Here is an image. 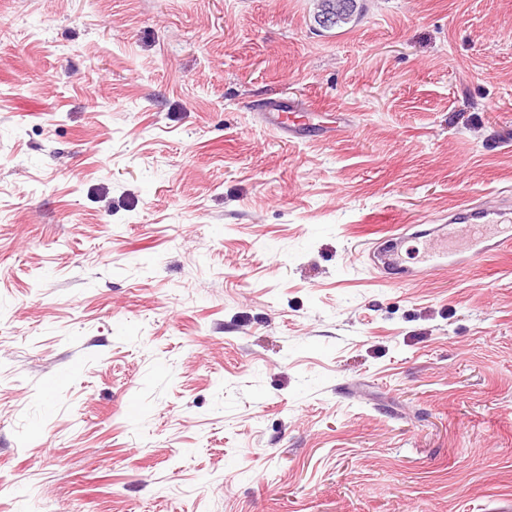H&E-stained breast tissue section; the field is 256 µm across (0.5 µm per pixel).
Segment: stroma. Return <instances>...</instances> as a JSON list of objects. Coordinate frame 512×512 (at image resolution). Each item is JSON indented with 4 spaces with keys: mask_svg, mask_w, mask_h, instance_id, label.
<instances>
[{
    "mask_svg": "<svg viewBox=\"0 0 512 512\" xmlns=\"http://www.w3.org/2000/svg\"><path fill=\"white\" fill-rule=\"evenodd\" d=\"M0 0V512H512V0ZM295 100L343 137L263 123ZM359 2V0H320L315 22L324 29L341 28L353 23L361 13ZM510 207L505 208L490 202L464 205L448 213V225H455L460 231L468 228L474 236L479 228H491L494 224L509 220ZM415 227H417V225H401L398 228L399 230L403 229L401 233L388 236L383 241L380 240L379 242H373L375 244V247L373 248L372 251V257L374 266L377 269L382 268L384 271L388 270L390 271L389 274L398 275V278H403L407 276L406 274L408 272L405 271V268L402 265L400 248L410 241H414L418 244V247L416 248L417 254H419L421 246L423 258L427 262V265L424 269L426 274L438 272L443 268L444 263L438 261L437 259L438 257H440L441 254H447L448 241L440 240V244H438V242H433V240L431 239L420 240L424 237L435 236L432 235V233H430L429 231H413L412 233L407 234L409 230L414 229ZM388 242H395V246L391 247V249L388 250L381 249V247ZM378 258H381L383 260L382 267H380L379 264L377 263Z\"/></svg>",
    "mask_w": 512,
    "mask_h": 512,
    "instance_id": "stroma-1",
    "label": "stroma"
}]
</instances>
